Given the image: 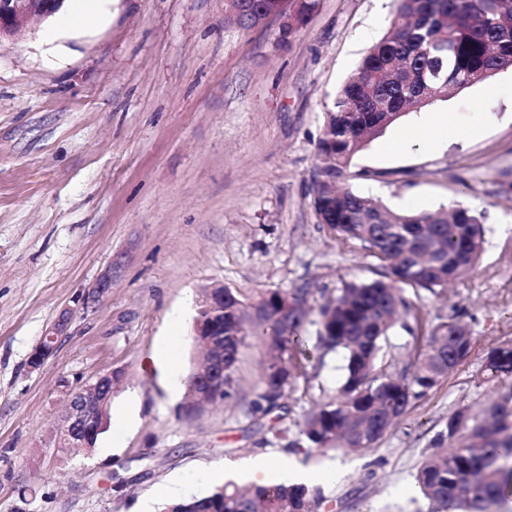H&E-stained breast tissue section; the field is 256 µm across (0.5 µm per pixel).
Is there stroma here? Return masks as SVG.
<instances>
[{
    "instance_id": "stroma-1",
    "label": "stroma",
    "mask_w": 512,
    "mask_h": 512,
    "mask_svg": "<svg viewBox=\"0 0 512 512\" xmlns=\"http://www.w3.org/2000/svg\"><path fill=\"white\" fill-rule=\"evenodd\" d=\"M395 0H321L290 43L280 22L243 30L224 0H110L104 21L43 42L46 23L0 46V512L28 485L27 512H136L212 491L209 471L263 455L270 423L296 433L337 395L341 353L317 344L319 309L349 280H369L366 251L318 221L317 145L337 89L387 31ZM476 128L439 149L389 150L431 113ZM343 181L394 211L480 215L484 252L442 292L410 294L426 321L397 322L380 361L400 373L428 326L466 322L470 355L416 401L371 450L302 451V467L336 468L329 512H418L408 495L430 441L460 408L494 398L487 352L512 344V71L411 110L356 153ZM124 269L87 307L77 297L115 257ZM254 299L305 289L304 374L281 416L251 414L266 358L241 351L236 391L199 416L180 408L199 361L192 327L202 288ZM73 318L36 371L29 357L63 309ZM177 345L176 365L154 362ZM119 372L111 425L95 447L60 450L61 380Z\"/></svg>"
}]
</instances>
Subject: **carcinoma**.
Wrapping results in <instances>:
<instances>
[{
    "instance_id": "carcinoma-1",
    "label": "carcinoma",
    "mask_w": 512,
    "mask_h": 512,
    "mask_svg": "<svg viewBox=\"0 0 512 512\" xmlns=\"http://www.w3.org/2000/svg\"><path fill=\"white\" fill-rule=\"evenodd\" d=\"M279 0H224V19L254 28ZM320 0H288L294 38ZM512 70V0H399L387 33L365 54L327 107L329 133L317 146L323 166L313 186L319 221L344 242L361 246L376 278L348 281L319 311L318 343L345 354L340 395L310 413L293 438L276 425L268 432L288 448L352 452L373 448L405 414L455 370L473 348L469 327L456 320L430 328L425 349L398 376L378 365L381 340L397 318L421 321L405 288L431 293L467 276L484 251L479 216L451 211L401 213L343 187L338 177L373 137L411 108L446 98L500 71ZM224 316L197 310L213 339L224 344V379L212 378L219 400L232 395L239 355L249 341L269 350L252 409L269 414L300 376L306 300L301 292L271 291L247 299L224 288ZM486 381L498 389L482 412L461 408L430 442L414 483L424 512H497L512 497V344L490 350ZM107 398L89 443L110 425ZM321 488L275 483L244 488L233 481L203 497L168 503L164 512H322Z\"/></svg>"
}]
</instances>
